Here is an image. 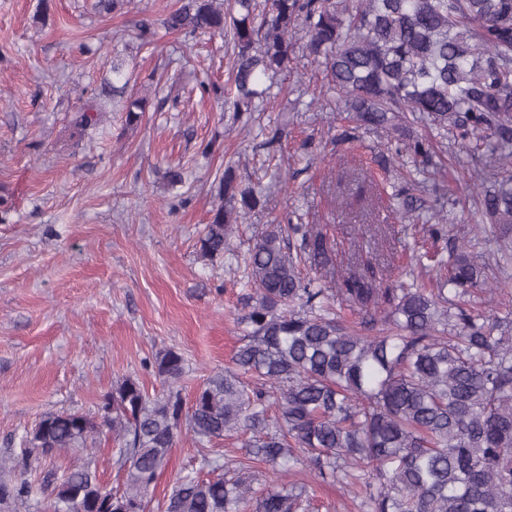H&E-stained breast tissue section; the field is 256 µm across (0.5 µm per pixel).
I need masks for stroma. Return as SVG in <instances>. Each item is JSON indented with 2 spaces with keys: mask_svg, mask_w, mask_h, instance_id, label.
I'll return each mask as SVG.
<instances>
[{
  "mask_svg": "<svg viewBox=\"0 0 512 512\" xmlns=\"http://www.w3.org/2000/svg\"><path fill=\"white\" fill-rule=\"evenodd\" d=\"M169 2L130 0L100 15L91 0H0V460L18 453L45 413L97 412L127 378L191 403L209 376L232 364L247 292L244 258L272 224L289 217L321 228L335 245L337 271L368 260L388 284L429 283L430 254L447 252L427 224L400 218L393 194L410 189L412 158L378 170L386 135L351 127L320 67L296 53L253 120L235 118L224 103L232 44L167 33L161 20ZM145 18L153 33L141 39ZM98 47L124 56L130 88L150 98L136 126L109 104L101 124L73 127L81 107L108 99L112 76ZM275 129L282 137L273 144ZM207 143L213 151L205 156ZM435 151L448 166L439 191L454 234L477 263L493 261L498 233L480 221L465 152L449 137L436 139ZM172 167L185 176L175 188L165 177ZM228 167L260 182L264 195L241 219L232 252L208 262L197 242ZM356 169L378 170L385 194L356 190ZM168 349L185 359L171 383L152 366ZM115 448L106 431L88 453L52 462H91L118 487ZM242 453L234 438L182 435L147 498L163 504L177 477L203 457Z\"/></svg>",
  "mask_w": 512,
  "mask_h": 512,
  "instance_id": "stroma-1",
  "label": "stroma"
}]
</instances>
